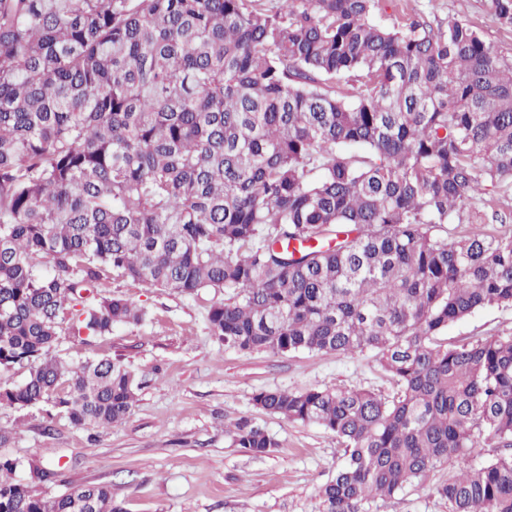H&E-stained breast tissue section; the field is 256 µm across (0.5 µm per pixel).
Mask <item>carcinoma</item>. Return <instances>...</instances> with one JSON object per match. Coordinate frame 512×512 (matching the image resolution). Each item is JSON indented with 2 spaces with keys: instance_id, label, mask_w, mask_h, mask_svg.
<instances>
[{
  "instance_id": "1",
  "label": "carcinoma",
  "mask_w": 512,
  "mask_h": 512,
  "mask_svg": "<svg viewBox=\"0 0 512 512\" xmlns=\"http://www.w3.org/2000/svg\"><path fill=\"white\" fill-rule=\"evenodd\" d=\"M512 31V0H486ZM392 9L386 25L381 15ZM512 59L408 0H0V404L107 428L138 381L82 342L147 312L107 274L183 296L240 351L371 350L396 385L262 390L253 404L344 445L320 512L435 487L448 512H512V334L442 344L512 308ZM467 212L470 230L448 235ZM49 264L52 271L43 266ZM232 444L279 442L248 419ZM0 458V512H124L108 484L56 497ZM498 334H512V309L485 308L464 321L448 326V331L438 338L440 342L452 344Z\"/></svg>"
}]
</instances>
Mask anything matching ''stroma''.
<instances>
[{"label":"stroma","instance_id":"1","mask_svg":"<svg viewBox=\"0 0 512 512\" xmlns=\"http://www.w3.org/2000/svg\"><path fill=\"white\" fill-rule=\"evenodd\" d=\"M437 21L461 15L502 55L512 58V33L500 29L484 0H419ZM105 293L143 307L147 319L118 324L111 335L84 344L62 337L61 356L123 355L140 381L129 417L107 428H77L56 417L44 429V413L0 405V431L9 436L0 456L48 464L59 461L60 477L16 478L50 497L69 488L108 483L125 512H318V489L335 473L343 447L335 434L316 425L292 423L264 413L252 397L262 390L367 389L390 393L394 383L373 352L324 355L242 352L207 330L206 315L218 294L198 295L145 288L108 278ZM512 334V309L489 307L452 324L445 343ZM250 419L280 443L267 457L232 446L226 426ZM441 466L431 485L405 489L378 502V512H448L432 490L448 476Z\"/></svg>","mask_w":512,"mask_h":512}]
</instances>
